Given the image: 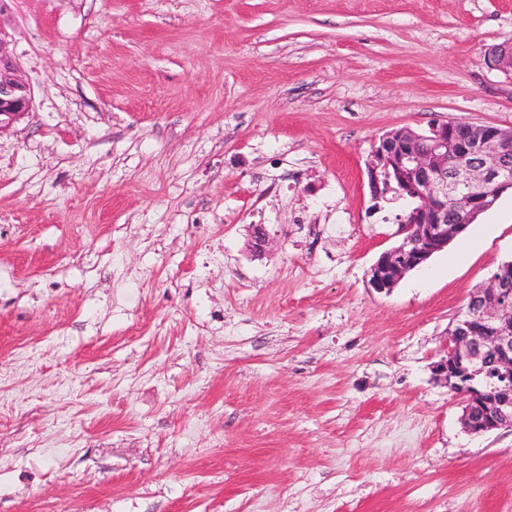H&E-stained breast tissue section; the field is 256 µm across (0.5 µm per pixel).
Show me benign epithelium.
<instances>
[{
	"mask_svg": "<svg viewBox=\"0 0 512 512\" xmlns=\"http://www.w3.org/2000/svg\"><path fill=\"white\" fill-rule=\"evenodd\" d=\"M489 67L512 76V41L494 47ZM31 90L0 37V134L28 114ZM512 129L467 121L433 123L426 132L395 128L372 152L368 182L374 201L395 192L414 202L398 216V245L383 252L370 269V288L390 292L410 271L448 247L478 214L512 191ZM454 216L448 218V204ZM268 244L265 229L252 227L251 252ZM475 304L450 335L447 356L434 376L464 399L463 426L484 434L512 423V267L492 275L475 290ZM478 406L483 415L471 418Z\"/></svg>",
	"mask_w": 512,
	"mask_h": 512,
	"instance_id": "7a95c632",
	"label": "benign epithelium"
}]
</instances>
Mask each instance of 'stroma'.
Here are the masks:
<instances>
[{
    "mask_svg": "<svg viewBox=\"0 0 512 512\" xmlns=\"http://www.w3.org/2000/svg\"><path fill=\"white\" fill-rule=\"evenodd\" d=\"M0 512H512L433 378L503 194L388 293L366 163L512 127V0H0ZM269 245L251 257V225ZM31 90L18 76L0 33V136L28 114ZM488 64L491 69L512 76V41L494 47L489 54Z\"/></svg>",
    "mask_w": 512,
    "mask_h": 512,
    "instance_id": "1",
    "label": "stroma"
}]
</instances>
